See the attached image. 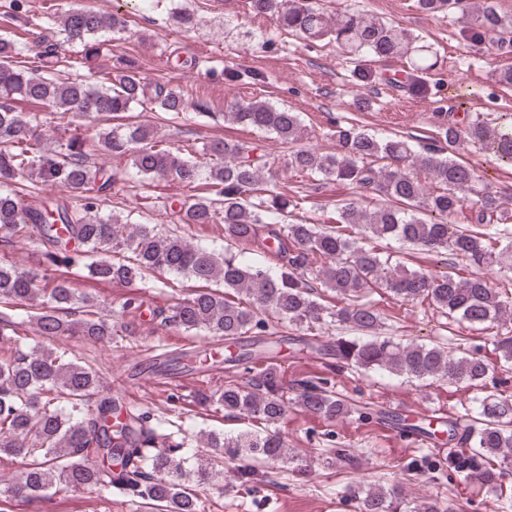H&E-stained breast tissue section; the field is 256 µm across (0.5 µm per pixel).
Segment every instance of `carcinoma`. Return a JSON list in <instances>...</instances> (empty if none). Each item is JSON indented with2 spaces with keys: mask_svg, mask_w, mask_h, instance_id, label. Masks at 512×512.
<instances>
[{
  "mask_svg": "<svg viewBox=\"0 0 512 512\" xmlns=\"http://www.w3.org/2000/svg\"><path fill=\"white\" fill-rule=\"evenodd\" d=\"M465 0H416V8L445 16L464 8ZM252 10L271 15L282 32L314 44L328 38L357 64L361 81L382 82L396 90L423 94L438 83L437 53L419 36L362 10L347 9L331 17L312 0H250ZM170 20L195 26L193 14L179 6ZM59 26L66 41L83 47L84 57L99 53L96 35L125 28L117 14H105L75 3L64 10ZM493 36L501 50L512 48V18L485 6L473 11L466 31L468 47ZM18 43L0 38V243L24 242L38 251L42 265L20 268L0 258V303L27 304L36 340L22 348L21 323L0 317V456L20 462L17 481L0 488V512H12V501L41 495L53 487L117 493L147 512H201L200 489L224 477V460L247 465L238 469L239 490L257 492L260 472L254 463L286 458L288 442L279 423L296 406L313 416L372 418L378 410L347 402L334 384L313 377L287 395L273 364L288 336H275L278 322L304 346L336 360V366L385 370L418 381L446 379L478 387L489 365L456 339L437 343H403L382 335L385 319L371 296L383 290L407 301H429L443 314L471 327L492 330L494 350L512 363V295L492 288L474 273L460 274L456 263L441 274H428L392 261L377 243L395 240L421 251L448 253L468 267L512 265V216L502 209L498 192L481 182L475 169L457 160L461 145L492 151L512 163V116L498 124L484 113H466L460 122L435 113L434 142L416 146L401 135L380 137L361 126L334 120L327 136L334 151L320 153L302 144L307 126L296 112L266 101L233 104L224 120L272 136L285 166L308 183L292 193L263 183L275 163L262 140L217 141L182 153L162 144L155 128L130 120L128 113L151 104L158 119L188 122L184 96L155 87L127 63L93 84L61 80L54 67L63 62L57 48L47 47L39 65H16ZM26 101L59 114L105 126L91 138L75 134L55 146L39 130V116L20 112ZM112 157H128L136 173L190 186L193 197L171 202L173 223L221 224L222 251L193 243L178 228L164 224L124 222L99 214L100 194L115 187L116 175L92 165L90 147ZM209 159L206 164L199 157ZM424 171L438 188L429 190L412 172ZM334 181L369 197L336 204L328 223L288 221L308 194ZM59 187L79 199L38 207L22 196L38 184ZM470 221L457 218L468 201ZM261 245L274 269L244 261L250 247ZM85 278L120 285L147 276L174 275L202 284L189 298H177L163 312H152L159 326L187 336H213L230 345L243 340L251 348L224 359L241 369L246 380L230 379L214 391L167 395L171 410L183 401L224 416L258 423L260 429L226 435L203 432L197 441L209 449L197 467H184L187 444L182 426L168 430L149 406H124L102 389L99 372L78 353L56 343L73 338L112 341L118 322L95 299L73 288L71 271ZM331 293L336 300L326 304ZM146 302L138 292L120 305L123 316L140 315ZM352 332L317 346L309 336L328 322ZM215 360L201 351L165 352L148 365L162 377L178 369H209ZM475 411L450 414L441 421L448 433V461L432 454L412 459L410 468L441 480L452 470L485 485L497 484L501 471L492 459L512 461V402L487 393L474 400ZM355 512H458L456 501H422L409 506L403 488L374 485L349 492Z\"/></svg>",
  "mask_w": 512,
  "mask_h": 512,
  "instance_id": "1",
  "label": "carcinoma"
}]
</instances>
